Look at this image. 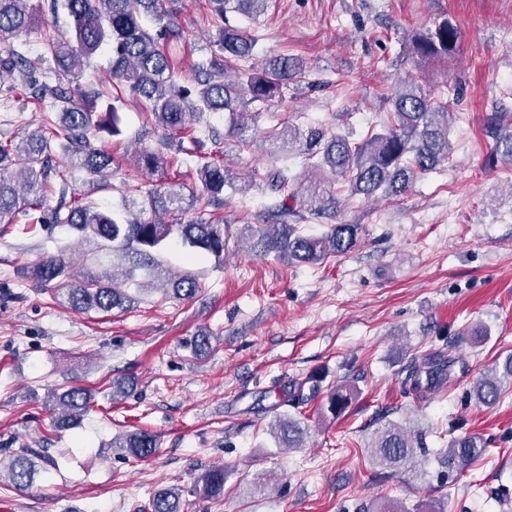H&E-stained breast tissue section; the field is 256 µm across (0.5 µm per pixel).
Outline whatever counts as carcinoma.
I'll use <instances>...</instances> for the list:
<instances>
[{
	"label": "carcinoma",
	"mask_w": 512,
	"mask_h": 512,
	"mask_svg": "<svg viewBox=\"0 0 512 512\" xmlns=\"http://www.w3.org/2000/svg\"><path fill=\"white\" fill-rule=\"evenodd\" d=\"M268 0H210L213 14L224 21L216 33V51L207 64L194 71L189 87L177 81L160 41L180 38V27L173 13L163 7L162 0H0V79L4 74L18 75L21 87L0 88L4 104L15 99L20 89L27 98L42 104L50 102L52 112L45 116L37 130L21 141H0V235L8 232L13 218L19 214L35 224H62L81 241L98 248L110 247L112 253L128 258L123 276L137 287L168 273L158 258L164 242L173 234L198 255L217 258L224 254V225L210 218L185 220L195 198L187 199L182 190L171 185L136 196L137 188L128 185L124 200L126 217L98 205L92 198H67L68 173L84 171L97 185H108L112 175V155L97 146L98 134H121L118 107L109 102L105 114L97 113L98 101L105 94L81 83L86 67L95 55L110 52L112 78L127 89L149 113L157 126L175 134L188 132L190 125L204 116L228 113L229 133L245 140L249 126L243 121L242 108L254 102H269L283 96L284 89L300 72V64L286 55L265 60L261 69L244 68L252 60L257 38L244 28L233 25L227 13L255 17L265 10ZM67 10L72 26L44 34V54L34 59L21 36L38 26L45 14ZM459 31L455 23L444 19L417 34L412 40V54L419 59L446 58L456 50ZM52 65L42 67L45 55ZM391 119L383 129L362 143H351L345 137L326 129L302 130L284 126L275 136L278 150L288 153L300 150L311 161V167L329 170L333 176L347 181L350 193L371 198L377 194L398 197L406 194L416 179L448 159L452 103L432 96L413 79L401 81L388 98ZM486 133L495 141L501 158L512 159V117L496 112L487 119ZM61 153L69 168L52 165L53 155ZM166 163L160 149H142L134 164L142 173H152ZM205 206H215L224 195L231 178L224 165L206 162L196 168ZM60 182L56 204L49 201L50 179ZM268 185L279 197L278 212H293L288 201L299 205L312 217L334 218L337 199L319 181L301 185L293 181L288 168H276L267 174ZM149 212L152 218L141 215ZM363 227L360 224H331L321 235H308L297 224H263L253 230L250 251L270 254L280 261L318 264L328 256H342L358 244ZM71 262L64 254L41 256L24 267V277L38 286L55 285L58 296L67 307L82 312L123 310L134 303L127 289L104 282L101 274L78 279L70 275ZM167 291L179 299L189 300L200 291L201 284L191 274L174 275L166 280ZM455 359L440 350L416 354L411 358L404 384L412 390H438L450 380ZM512 388V354L478 376L469 389V398L492 408ZM50 398L62 411L52 418V426L66 430L79 422L90 407L92 391L71 386L63 392H52ZM349 393L338 388L327 399V411L339 416L349 404ZM279 448H297L303 442L300 422L285 414L270 425ZM158 447L156 436L146 430L117 436L111 448L120 455L146 459ZM376 462L388 468L415 466L424 448L423 435L396 422H388L378 430L371 443ZM487 451L482 438L464 433L451 438L448 453L441 460L448 472H458L480 460ZM41 456L27 452L14 457L0 478L8 475L11 483L26 489L35 482ZM227 474L222 466L206 469L197 479L195 492L217 500L224 496ZM181 495L175 489L154 493L143 512H181Z\"/></svg>",
	"instance_id": "carcinoma-1"
}]
</instances>
